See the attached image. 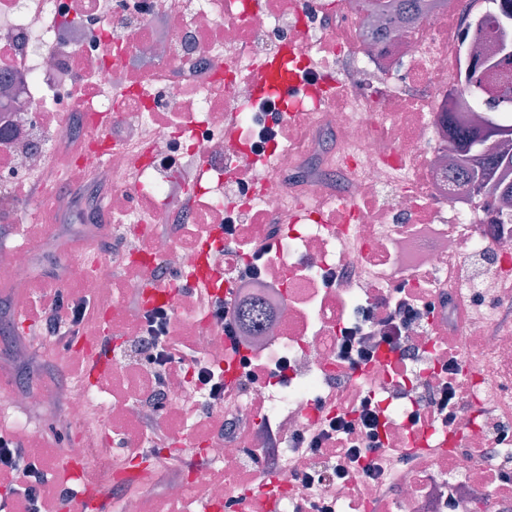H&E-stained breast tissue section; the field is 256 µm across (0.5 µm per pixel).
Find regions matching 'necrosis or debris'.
<instances>
[{"instance_id": "1", "label": "necrosis or debris", "mask_w": 512, "mask_h": 512, "mask_svg": "<svg viewBox=\"0 0 512 512\" xmlns=\"http://www.w3.org/2000/svg\"><path fill=\"white\" fill-rule=\"evenodd\" d=\"M369 0H0V224L62 223L71 234L45 239L68 257L58 284L89 279L96 314L113 336L128 341L127 294L158 270L195 272L198 248L214 225L236 224L234 239L212 250L208 264L226 286L257 295L274 310L268 332L249 335L262 379L225 408L223 436L205 443L220 482L178 475L165 493L199 497V512H244L229 504L228 488L259 490L267 473L259 459L274 449L278 512H294L309 491L287 459L291 438L320 416L317 399L329 378L343 373L336 359L338 326L368 303L387 308L398 287L432 302L434 331L412 326L411 342L426 358L412 367L396 359L371 364L374 390L390 404L394 445L414 457L396 476L388 498L381 484L356 475L327 480L330 463L310 465L322 480L316 493L334 512H512V486L495 474L512 468V224L495 209L496 195L467 205L468 186L440 156L448 138L449 85L468 86L477 60L498 58L506 24L481 0H432L425 16L397 28L391 16L372 21ZM316 55L303 67L307 86L337 72L340 88L316 101L300 98L285 111L278 138L265 149L275 166L249 160L256 61L284 45ZM475 110L512 124V63L481 72ZM238 135L227 138V116ZM82 175L94 189L98 218L75 216L70 195L32 194L30 183L48 164ZM139 178L128 181V167ZM193 211L177 235L160 234L176 201ZM290 223H279L282 213ZM139 242L120 250L131 276L116 281L112 265L70 253L72 237L97 244L115 229ZM274 250L263 274L236 282V264L255 239ZM367 269V277L337 288L330 272ZM174 341L222 363L224 335L212 316L175 306ZM463 398L453 428L411 424L416 391L435 389L448 357ZM285 367L288 386L271 373ZM112 368L124 382L109 400L75 381L45 396L27 390L21 409L63 408L83 437L70 446L82 460L87 486L112 481L118 453L130 440L126 416H152L142 401L144 355L122 351ZM192 371L166 387V425L193 420L209 399L193 391ZM111 424V438L100 428Z\"/></svg>"}]
</instances>
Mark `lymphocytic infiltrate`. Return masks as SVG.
Returning <instances> with one entry per match:
<instances>
[{"label":"lymphocytic infiltrate","mask_w":512,"mask_h":512,"mask_svg":"<svg viewBox=\"0 0 512 512\" xmlns=\"http://www.w3.org/2000/svg\"><path fill=\"white\" fill-rule=\"evenodd\" d=\"M188 305L206 310L222 325L225 359H239L242 373L236 382L220 379L212 363L200 359L190 346L172 342L170 332L173 313L167 307H158L135 314L131 327L132 342L153 363L154 371L146 389L145 401L157 409H164L165 387L174 370L193 366L197 384L208 388L211 397L220 403H232L235 395L259 378L256 363L248 357L240 343L243 325L239 318L242 299L227 293L218 299L203 288H184ZM88 297H79L68 303L64 291H56L49 300H36L32 306L30 326L32 335L48 338L68 347L80 333L88 317ZM427 304L399 292L385 313L374 307L361 308L354 323L343 325L336 341V356L344 364L345 373L330 380L333 389L344 388L349 376L375 361L379 350L396 354L400 361L411 363L421 356L420 351L408 344L404 331L419 320ZM460 396L448 382L437 391L427 393L421 412L413 423L431 420L442 425L452 424L456 418ZM390 433L382 418L378 399L370 390L352 402L347 414L323 413L314 425L294 436L295 454L289 461L291 473L307 488L319 479L309 466L311 455L321 453L335 459V481L344 484L352 472L359 471L369 479L407 466L411 458L389 445ZM0 512H47L48 493L56 483L48 474L41 458L32 449L17 442L14 437L0 434Z\"/></svg>","instance_id":"obj_1"}]
</instances>
